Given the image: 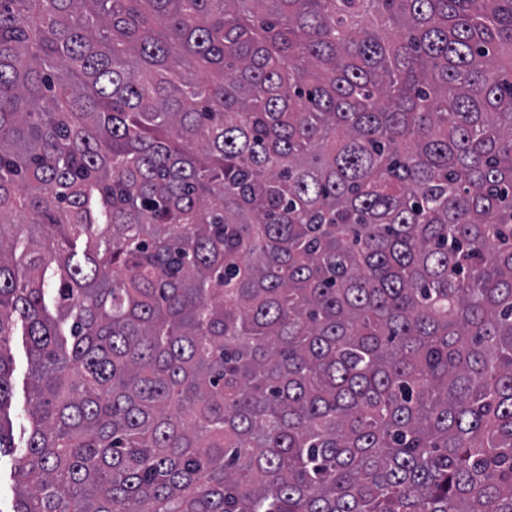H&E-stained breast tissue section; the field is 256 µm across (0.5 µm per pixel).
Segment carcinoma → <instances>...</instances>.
<instances>
[{
	"label": "carcinoma",
	"instance_id": "obj_1",
	"mask_svg": "<svg viewBox=\"0 0 512 512\" xmlns=\"http://www.w3.org/2000/svg\"><path fill=\"white\" fill-rule=\"evenodd\" d=\"M13 512H512V0H0ZM8 352L13 360L11 382L13 396L9 409L13 423L15 446L0 456V512H12L14 504V464L17 456L24 452L30 425L26 417L27 390L29 383V358L22 336H12L8 343Z\"/></svg>",
	"mask_w": 512,
	"mask_h": 512
}]
</instances>
